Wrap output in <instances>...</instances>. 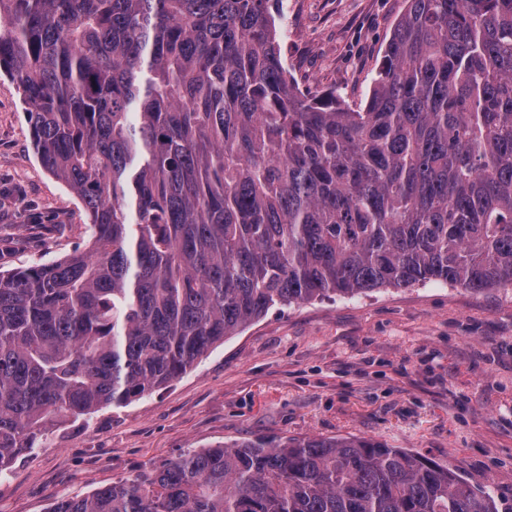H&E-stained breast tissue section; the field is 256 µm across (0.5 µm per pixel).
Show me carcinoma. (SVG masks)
Instances as JSON below:
<instances>
[{
	"label": "carcinoma",
	"instance_id": "cac0c4a2",
	"mask_svg": "<svg viewBox=\"0 0 512 512\" xmlns=\"http://www.w3.org/2000/svg\"><path fill=\"white\" fill-rule=\"evenodd\" d=\"M279 0H0V73L91 246L0 272V471L271 309L512 287V0H406L364 103L301 91ZM51 512H500L376 439L191 450Z\"/></svg>",
	"mask_w": 512,
	"mask_h": 512
}]
</instances>
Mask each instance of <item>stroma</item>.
<instances>
[{"mask_svg": "<svg viewBox=\"0 0 512 512\" xmlns=\"http://www.w3.org/2000/svg\"><path fill=\"white\" fill-rule=\"evenodd\" d=\"M405 0H282L276 24L302 91L360 104ZM0 271L86 249L80 200L32 144L21 92L0 75ZM374 438L490 487L512 512V288L428 283L271 310L180 379L61 419L0 475V512L137 477L190 449L243 439Z\"/></svg>", "mask_w": 512, "mask_h": 512, "instance_id": "stroma-1", "label": "stroma"}]
</instances>
